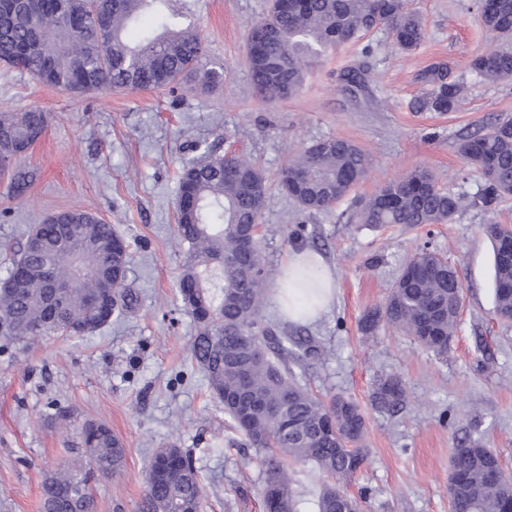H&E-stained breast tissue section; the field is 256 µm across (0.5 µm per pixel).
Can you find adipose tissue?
<instances>
[{
	"label": "adipose tissue",
	"instance_id": "adipose-tissue-1",
	"mask_svg": "<svg viewBox=\"0 0 512 512\" xmlns=\"http://www.w3.org/2000/svg\"><path fill=\"white\" fill-rule=\"evenodd\" d=\"M336 278L318 253L308 249L290 251L273 286L271 300L288 322L316 320L333 303Z\"/></svg>",
	"mask_w": 512,
	"mask_h": 512
}]
</instances>
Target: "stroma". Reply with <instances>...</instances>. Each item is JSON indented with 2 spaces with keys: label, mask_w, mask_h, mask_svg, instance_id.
Segmentation results:
<instances>
[{
  "label": "stroma",
  "mask_w": 512,
  "mask_h": 512,
  "mask_svg": "<svg viewBox=\"0 0 512 512\" xmlns=\"http://www.w3.org/2000/svg\"><path fill=\"white\" fill-rule=\"evenodd\" d=\"M476 2L411 0L425 28L414 51H400L388 30H375L313 65L282 102L254 95L245 59L248 31L269 0H170L203 43L202 67L224 70L223 82L205 90L187 79L75 96L0 66V112L36 106L50 117L22 160L25 190L13 194L0 176V278L8 247L28 225L80 209L125 239L127 284L137 297L124 317L89 336L0 338V512H39L44 471L75 457L89 419L107 423L126 448L122 474L90 485L95 512H148L144 470L170 443L190 452L203 478L202 512H265V473L191 357L196 324L178 292L177 174L183 159L215 144L250 158L266 178L261 243L268 263L280 267L291 250L309 249L336 273L329 311L287 326L326 352L296 367L301 382L320 397L351 398L365 416L368 458L346 485L354 495L368 491L365 512H450V461L465 438L482 440L512 475V323L494 312L483 232L491 222L512 224V197L496 210L482 207L481 177L456 152L459 137L512 117V81L486 82L469 69L474 55L498 45ZM439 62L465 85L463 105L443 114L413 109L427 91L417 73ZM350 68L360 71L352 88L341 78ZM328 136L356 143L372 165L330 210L305 213L279 189L277 174ZM417 167L464 198L452 223H357L361 201ZM424 248L455 266L464 285L458 328L440 357L386 324L361 327L386 302L405 260ZM381 374L406 387L398 414L371 405Z\"/></svg>",
  "instance_id": "1"
}]
</instances>
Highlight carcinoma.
<instances>
[{"label":"carcinoma","instance_id":"1","mask_svg":"<svg viewBox=\"0 0 512 512\" xmlns=\"http://www.w3.org/2000/svg\"><path fill=\"white\" fill-rule=\"evenodd\" d=\"M60 0H40L29 14L15 10L11 0H0V64L24 71L47 85L74 94L110 87L114 90L158 89L176 84L196 70L203 56L198 36L170 12L169 0H68L67 14ZM483 25L504 46L476 55L470 70L488 82L512 80V0H487L479 7ZM153 19L136 45L126 34L142 15ZM263 22L275 35L259 56L246 57L256 94L264 100H286L301 87L312 64L330 51L354 42L367 32L388 28L395 46L415 49L424 39L419 16L406 0H290L282 9L270 0ZM430 87L421 108L434 112L456 110L463 86L448 80L444 63L419 75ZM47 128L46 113L38 108L0 113V174L10 170ZM457 153L480 170L484 184L482 206L494 209L512 195V119L493 123L481 133L464 135ZM233 164L236 176L224 175V162ZM369 155L352 141L327 137L305 148L279 173L278 184L307 212L331 208L348 195L366 175ZM179 188L190 187L195 217L186 221L177 210L176 231L185 245L179 293L195 285L188 312L197 324L191 351L205 372L224 414L257 452L265 468L264 507L275 497L281 512H300L288 461L310 466L324 481L313 494L314 512H363L367 493L355 497L339 482L351 478L364 464L365 420L358 405L342 396L324 400L296 380L292 365L321 352L311 341L290 336L262 315L266 293L275 281L262 253L259 238L245 240L242 225L260 223L267 197L261 172L241 155H224L208 148L182 161ZM462 207V199L438 187L435 177L416 169L387 182L364 205L360 223L446 224ZM57 224H76L78 231L63 236ZM494 264V308L500 319L512 318V256L502 253L512 239V224H487ZM117 234L112 225L94 214L71 209L58 212L42 224H32L22 247L11 259L0 281V336L14 342L56 334L91 335L107 322L90 305L96 295H115L119 319L134 297L124 288L128 246L113 259L122 274L104 268ZM44 242L42 251L32 242ZM48 261L56 277L73 284L66 301L65 322L47 318V298L37 269ZM457 270L438 254L415 255L395 281L384 307L369 311L363 329L374 330L382 321L411 336L421 346L441 356L455 333L459 314L448 313V302L462 296ZM264 348L254 359L243 337ZM372 405L396 411L406 392L401 379L387 375L376 380ZM83 459L76 465L45 475L42 512H94L89 482L118 474L125 460L122 441L104 422L88 420L81 427ZM177 459L159 479L145 478L152 512H200L204 484L192 458L176 444L155 456ZM499 466L496 453L470 439L456 449L451 469L456 481L448 485L451 512H505V491L512 479Z\"/></svg>","mask_w":512,"mask_h":512}]
</instances>
